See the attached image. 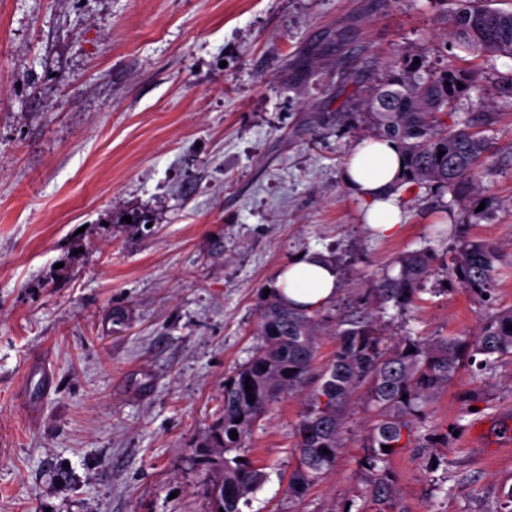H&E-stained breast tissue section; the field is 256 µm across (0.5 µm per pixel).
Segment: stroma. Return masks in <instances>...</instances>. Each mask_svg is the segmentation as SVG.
I'll return each instance as SVG.
<instances>
[{
    "mask_svg": "<svg viewBox=\"0 0 512 512\" xmlns=\"http://www.w3.org/2000/svg\"><path fill=\"white\" fill-rule=\"evenodd\" d=\"M446 0H0V512H211L196 453L224 383L257 347L275 271L335 252L328 328L365 307L397 256L433 257L413 307H387L388 342L472 335L512 307V109L492 96L512 59H478L453 122L480 127L486 219L429 185L399 189L383 238L343 186L372 137L364 102L391 61L436 70ZM146 216L128 224L124 215ZM500 251L492 304L451 282L460 237ZM128 321L112 322L113 309ZM55 385L30 418L23 371ZM306 406L281 396L243 455L265 476L242 512H500L512 491V356L462 367L419 427L427 447L385 466L375 505L357 394L346 446L304 496L288 482Z\"/></svg>",
    "mask_w": 512,
    "mask_h": 512,
    "instance_id": "obj_1",
    "label": "stroma"
}]
</instances>
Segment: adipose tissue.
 <instances>
[{
    "mask_svg": "<svg viewBox=\"0 0 512 512\" xmlns=\"http://www.w3.org/2000/svg\"><path fill=\"white\" fill-rule=\"evenodd\" d=\"M403 168L402 154L396 144L379 138L357 142L344 167L343 184L363 200L365 224L383 236L397 234L402 228L395 187ZM274 287L290 305L312 310L335 297L339 281L328 256L313 249L294 257L277 272Z\"/></svg>",
    "mask_w": 512,
    "mask_h": 512,
    "instance_id": "adipose-tissue-1",
    "label": "adipose tissue"
}]
</instances>
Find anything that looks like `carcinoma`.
I'll use <instances>...</instances> for the list:
<instances>
[{
	"mask_svg": "<svg viewBox=\"0 0 512 512\" xmlns=\"http://www.w3.org/2000/svg\"><path fill=\"white\" fill-rule=\"evenodd\" d=\"M488 0H450L443 15L452 59L468 56L512 58V11L492 8ZM476 72L449 63L439 71H422L412 62H391L381 83L373 90L362 113L363 121L377 136L398 146L404 160L402 183L431 184L453 192L466 202V215L477 224L492 208L483 199L473 202L474 180L486 143L479 125H491L495 112H483L458 129L448 127V116L475 83ZM462 86H457V83ZM496 95L512 99V72L496 77ZM444 155H439V152ZM499 251L485 240L462 242L452 268L455 281L465 291L492 299ZM432 257L426 252L403 253L396 258L399 272L385 275L372 289L371 303H393L406 310L430 274ZM512 308L487 315L471 336L403 337L386 344L372 314L349 319L334 328L336 350L320 373H313L318 342L326 327L320 310L297 309L270 292L259 309L255 352L224 383L220 419L204 439L202 457L216 466L210 494L213 512H242L241 500L255 492L264 475L237 451L245 447L269 406L283 394L315 385L306 395L307 409L296 426L297 465L290 489L303 496L333 466L345 448L342 414L354 394L365 388L373 416L368 427L372 452L365 460L374 473L372 497L387 501L394 488L376 473L380 463L402 448L420 442L418 423L433 398L455 379L465 362L482 356L488 367L512 354ZM252 390H245V385ZM254 401H249V398ZM238 437L231 438V433ZM390 451H384V447ZM328 453H323V450Z\"/></svg>",
	"mask_w": 512,
	"mask_h": 512,
	"instance_id": "carcinoma-1",
	"label": "carcinoma"
}]
</instances>
